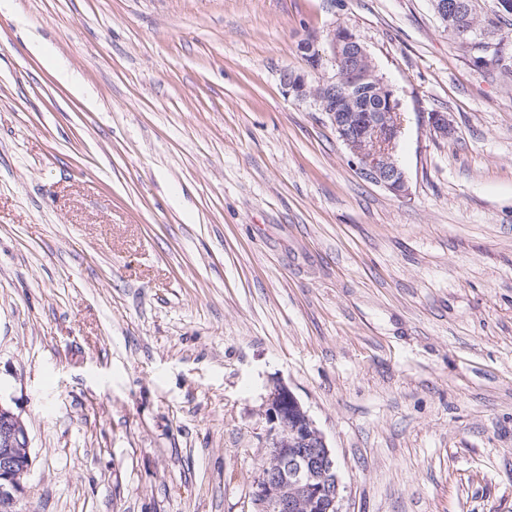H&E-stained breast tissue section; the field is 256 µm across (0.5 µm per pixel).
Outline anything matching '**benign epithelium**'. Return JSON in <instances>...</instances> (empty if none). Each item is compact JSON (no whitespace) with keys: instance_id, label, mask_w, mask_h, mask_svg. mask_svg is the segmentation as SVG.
<instances>
[{"instance_id":"1","label":"benign epithelium","mask_w":512,"mask_h":512,"mask_svg":"<svg viewBox=\"0 0 512 512\" xmlns=\"http://www.w3.org/2000/svg\"><path fill=\"white\" fill-rule=\"evenodd\" d=\"M445 26L469 37L486 30L462 0H430ZM328 50L318 38L301 43L311 71L331 64L332 74L317 81L305 74L284 72L288 95L310 100L327 115L360 174L397 197L407 195V180L395 158L403 130L401 103L394 89L377 74L361 40L334 25L325 32ZM430 133H454L446 112H425ZM266 453L252 483L254 512H342L336 458L308 411L294 393L276 384L266 400ZM33 467L30 436L21 411L0 399V512H22L27 478Z\"/></svg>"}]
</instances>
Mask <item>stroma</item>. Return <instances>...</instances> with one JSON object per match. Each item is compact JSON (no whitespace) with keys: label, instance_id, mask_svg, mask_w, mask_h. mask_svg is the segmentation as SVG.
<instances>
[{"label":"stroma","instance_id":"35a3bbf8","mask_svg":"<svg viewBox=\"0 0 512 512\" xmlns=\"http://www.w3.org/2000/svg\"><path fill=\"white\" fill-rule=\"evenodd\" d=\"M334 24L401 102L406 197L281 83ZM474 57L430 0H11L0 396L25 512H250L277 383L342 512H512V75ZM29 50L32 54L40 57L47 66L51 67L54 71H56L60 80L70 87V90L74 95L78 97L82 95L81 86L71 78V76L66 70L56 67L54 59H50V53L48 52L47 47L44 46L39 41V39L34 38L30 40ZM424 122L430 133L439 138H448L453 135L454 128L452 122L448 119V114L444 112L424 113ZM30 436L20 410L0 396V510L22 512L33 467ZM0 511V512H1Z\"/></svg>","mask_w":512,"mask_h":512}]
</instances>
